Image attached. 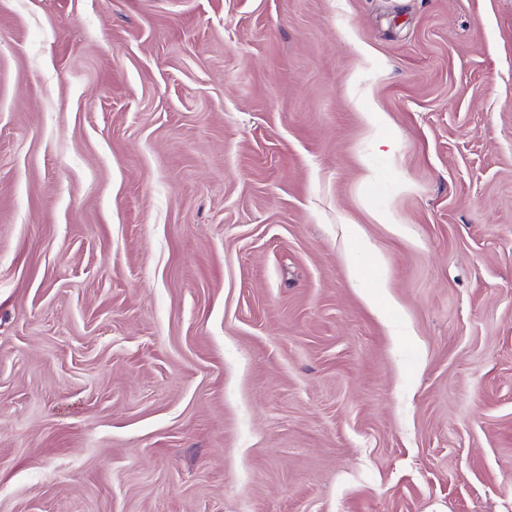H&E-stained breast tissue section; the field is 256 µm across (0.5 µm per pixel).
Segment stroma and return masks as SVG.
Instances as JSON below:
<instances>
[{"label":"stroma","instance_id":"35a3bbf8","mask_svg":"<svg viewBox=\"0 0 512 512\" xmlns=\"http://www.w3.org/2000/svg\"><path fill=\"white\" fill-rule=\"evenodd\" d=\"M0 512H512V0H0Z\"/></svg>","mask_w":512,"mask_h":512}]
</instances>
